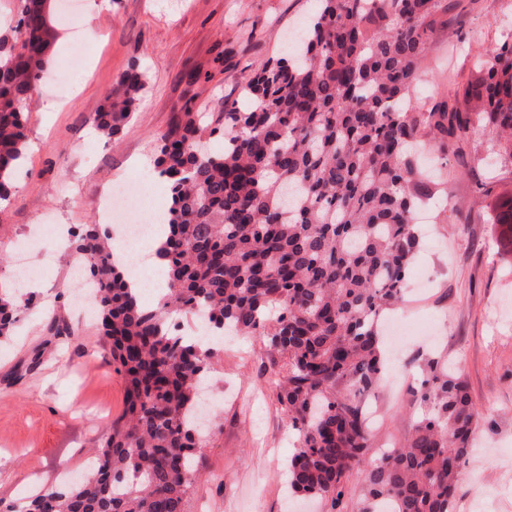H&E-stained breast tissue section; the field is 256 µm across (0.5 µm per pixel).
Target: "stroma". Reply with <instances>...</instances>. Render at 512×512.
Returning <instances> with one entry per match:
<instances>
[{
    "label": "stroma",
    "mask_w": 512,
    "mask_h": 512,
    "mask_svg": "<svg viewBox=\"0 0 512 512\" xmlns=\"http://www.w3.org/2000/svg\"><path fill=\"white\" fill-rule=\"evenodd\" d=\"M94 13L98 40L75 36L63 8L51 11L59 49L50 72L72 57L85 68L59 112L51 83L26 114L27 154L17 186L0 202V282L15 273L13 258L28 245L40 296L70 322L72 336L56 343L34 310H20L11 340L0 345V507L66 482L81 471L125 406V383L93 320L81 319L71 274L58 239L68 229L100 223L97 198L111 182L147 176L154 209L169 194L155 168L157 135L183 111L221 127L225 102L242 100L245 76L268 61L289 58L290 38L316 11L317 0H80ZM423 63L420 91L433 101L448 98V78L474 73L467 45L480 32L492 45L512 26V0H448ZM146 76V89L131 120L113 137L101 134L92 116L131 65ZM474 142L456 156L438 149L417 156L431 177L420 188L416 223L420 249L408 274L413 289L398 311L417 328L406 337L389 375L399 394L378 385L375 444H400L410 436L422 407L418 382L405 372L408 359L426 355L453 366L467 382L480 427L463 466L453 512L479 501L484 512H512V227L493 223L506 209L512 170L473 160ZM220 361L204 392L208 414L223 430L204 448L201 478L188 512H362L358 477H351L336 506L287 495L283 464L295 451L273 388L269 356L260 336L225 337Z\"/></svg>",
    "instance_id": "35a3bbf8"
}]
</instances>
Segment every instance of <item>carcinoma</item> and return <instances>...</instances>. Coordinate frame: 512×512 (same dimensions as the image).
Here are the masks:
<instances>
[{"label": "carcinoma", "instance_id": "cac0c4a2", "mask_svg": "<svg viewBox=\"0 0 512 512\" xmlns=\"http://www.w3.org/2000/svg\"><path fill=\"white\" fill-rule=\"evenodd\" d=\"M21 44L0 47V201L25 155L24 106L39 92L51 43L48 0H23ZM295 60L267 62L224 105L215 130L182 112L157 137L168 183L159 250L166 295L144 308L98 224L72 233L98 285L99 334L125 376V411L78 481L48 487L18 512H188L206 434L189 418L220 356L179 334L200 312L210 335L257 333L279 358L274 386L296 432L288 488L336 505L353 471L364 512H450L477 428L468 387L448 365L419 364L422 415L407 441L374 447L366 399L385 368L381 319L403 299L419 247L413 209L422 185L407 152L417 137H483L476 159L512 168V32L485 47L482 76L446 102L413 99L447 0H318ZM145 89L134 65L93 114L115 135ZM21 304L0 291V342Z\"/></svg>", "mask_w": 512, "mask_h": 512}]
</instances>
